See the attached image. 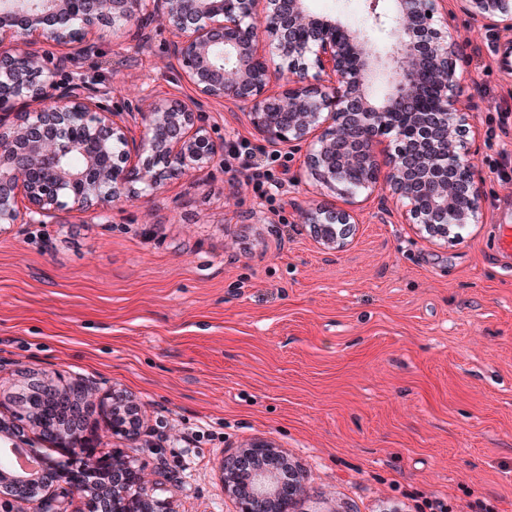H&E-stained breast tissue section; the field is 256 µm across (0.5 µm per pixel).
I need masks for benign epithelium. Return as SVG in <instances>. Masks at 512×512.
<instances>
[{"label": "benign epithelium", "mask_w": 512, "mask_h": 512, "mask_svg": "<svg viewBox=\"0 0 512 512\" xmlns=\"http://www.w3.org/2000/svg\"><path fill=\"white\" fill-rule=\"evenodd\" d=\"M366 0L365 25L341 15H317L307 0H0V233L14 224H43L60 211L101 212L157 192L168 180L208 167L220 145L206 118L224 100L245 106L253 129L270 144L307 146V166L325 186L356 203L387 190L406 223L431 238L458 237L482 216L479 172L469 147V112L458 94V42L446 0ZM463 11L487 27L512 28V0H463ZM162 22L174 37L169 52L177 78L195 95L158 94L118 106L109 92L82 76H59L97 48L100 27L138 41ZM274 37L263 47L260 32ZM287 61L288 76L271 92L269 57ZM433 76L432 102L416 94L421 70ZM396 112L410 117L413 138L392 133ZM139 124V135L127 123ZM72 155L80 165L68 163ZM366 170L352 185L347 166ZM427 193L433 206L416 204ZM470 200L458 206L459 195ZM300 223L329 251L356 231L353 212L318 205ZM71 465L51 461L56 493L34 500L35 512H66L77 492L73 465H97L78 440L58 437ZM112 466L132 480L114 495L116 512H169L145 474L122 453ZM255 491L239 512H265L281 501L289 512L294 490L271 491L253 473Z\"/></svg>", "instance_id": "1"}]
</instances>
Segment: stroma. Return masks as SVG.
<instances>
[{
    "mask_svg": "<svg viewBox=\"0 0 512 512\" xmlns=\"http://www.w3.org/2000/svg\"><path fill=\"white\" fill-rule=\"evenodd\" d=\"M465 41L483 221L442 241L362 202L347 247L323 249L299 209L339 196L308 176L305 149L264 142L242 105L209 106L215 138L247 141L285 173L274 194L216 160L106 214L0 234V418L48 380L96 387L83 432L120 450L172 512H236L220 462L265 440L300 474L295 512H416L413 493L512 512V30H487L449 0ZM74 70L116 105L186 97L167 28L142 47L103 29ZM140 408L114 433L110 396ZM200 429L191 455L179 440Z\"/></svg>",
    "mask_w": 512,
    "mask_h": 512,
    "instance_id": "obj_1",
    "label": "stroma"
}]
</instances>
